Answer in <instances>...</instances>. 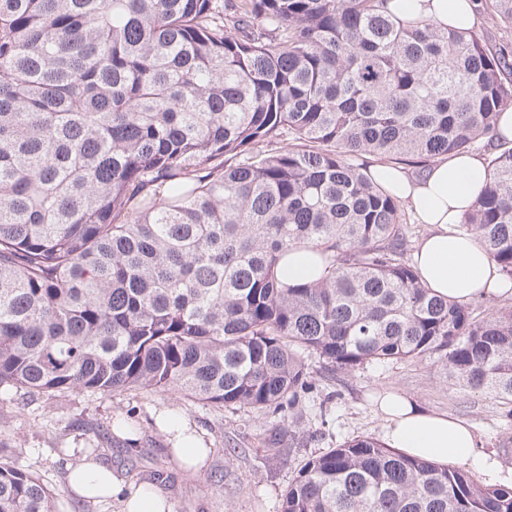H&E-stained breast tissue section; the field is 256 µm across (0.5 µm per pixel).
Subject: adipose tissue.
Wrapping results in <instances>:
<instances>
[{"label":"adipose tissue","mask_w":512,"mask_h":512,"mask_svg":"<svg viewBox=\"0 0 512 512\" xmlns=\"http://www.w3.org/2000/svg\"><path fill=\"white\" fill-rule=\"evenodd\" d=\"M410 12L416 18L432 17L461 28L471 27L475 20L471 0H414ZM372 173L412 208L418 223L430 225L414 261L421 279L435 294L460 302L502 294L504 279L486 249L457 230L486 182V167L479 156L437 160L423 179L416 181L388 164H375ZM376 409L384 422L389 447L439 464L475 466L490 482L501 478L498 464L479 450L465 421L426 411L393 392L382 395ZM157 424L180 466L193 471L204 466L209 450L195 426L167 410L159 412ZM68 483L76 494L87 499H121V512H173L165 496L125 487L111 469L96 461L75 465L68 474Z\"/></svg>","instance_id":"ef3b65f1"}]
</instances>
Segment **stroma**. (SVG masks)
Instances as JSON below:
<instances>
[{"label": "stroma", "mask_w": 512, "mask_h": 512, "mask_svg": "<svg viewBox=\"0 0 512 512\" xmlns=\"http://www.w3.org/2000/svg\"><path fill=\"white\" fill-rule=\"evenodd\" d=\"M385 391L468 422L480 448L497 460L504 483L512 482V405L461 389L433 358L371 364L349 373L321 371L295 434L285 436L274 452L261 443L273 418L250 409L225 410L175 390L25 397L1 389L0 458L21 459L38 472L54 490L60 512H119L118 501L88 500L68 485L70 467L95 446L100 463L125 483L151 485L171 501L174 512H280L289 484L308 458L355 437L383 438L375 401ZM322 402L329 410L324 420L315 415ZM162 409L202 432L210 450L203 473H187L171 460L166 437L154 423ZM119 416L135 431L136 444L113 433Z\"/></svg>", "instance_id": "obj_1"}]
</instances>
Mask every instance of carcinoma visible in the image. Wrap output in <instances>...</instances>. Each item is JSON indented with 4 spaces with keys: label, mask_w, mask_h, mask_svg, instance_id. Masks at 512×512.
Instances as JSON below:
<instances>
[{
    "label": "carcinoma",
    "mask_w": 512,
    "mask_h": 512,
    "mask_svg": "<svg viewBox=\"0 0 512 512\" xmlns=\"http://www.w3.org/2000/svg\"><path fill=\"white\" fill-rule=\"evenodd\" d=\"M476 2L460 29L392 0H0V387L176 389L270 414L269 451L315 361L437 356L512 401V307L432 293L371 172L489 148L458 231L512 280V0ZM293 250L322 277L284 282ZM55 506L0 461V512ZM281 512H512V484L362 437Z\"/></svg>",
    "instance_id": "1"
}]
</instances>
